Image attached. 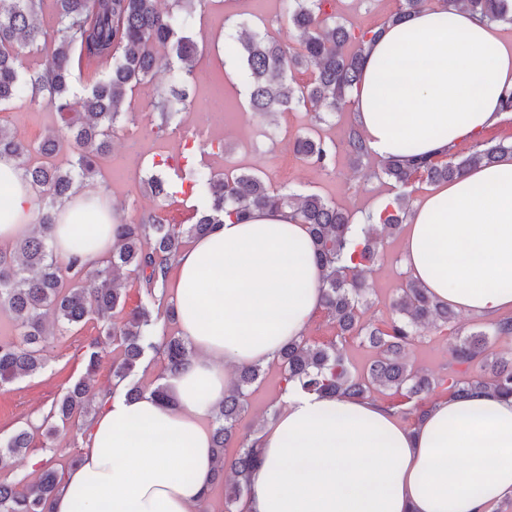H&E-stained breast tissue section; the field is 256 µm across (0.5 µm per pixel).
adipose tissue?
<instances>
[{
  "label": "adipose tissue",
  "instance_id": "obj_1",
  "mask_svg": "<svg viewBox=\"0 0 512 512\" xmlns=\"http://www.w3.org/2000/svg\"><path fill=\"white\" fill-rule=\"evenodd\" d=\"M351 94L371 155L424 156L472 145L501 120L512 95V39L454 7H426L386 27L364 52ZM0 242L33 222L17 160L0 158ZM80 191L58 209L52 243L66 257L76 237L95 266L112 227L71 222ZM408 276L455 310L496 318L512 309V156L467 170L416 201L401 240ZM178 330L193 347L167 375L169 401L100 393L77 465L46 512H197L213 485L210 421L235 368L275 361L322 307V276L305 225L289 210L225 221L176 256ZM258 434L248 512H490L512 497V397L491 388L429 403L415 427L379 400L324 398L296 386Z\"/></svg>",
  "mask_w": 512,
  "mask_h": 512
}]
</instances>
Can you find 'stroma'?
<instances>
[{"label": "stroma", "instance_id": "1", "mask_svg": "<svg viewBox=\"0 0 512 512\" xmlns=\"http://www.w3.org/2000/svg\"><path fill=\"white\" fill-rule=\"evenodd\" d=\"M398 6V0H336V20L345 25L365 27L381 23ZM283 0H198L196 22L191 30L198 53L196 68L203 79L191 84L185 112L179 113L163 132L153 128V104L160 88L158 79L149 78L137 85L131 94V106L137 112L134 122L121 123L113 138L114 145L135 146L146 162L192 154L194 165L207 173L220 174L228 168H246L265 176L274 189H287L298 194L317 193L331 199L353 219L375 210L395 190L376 178V157L355 160L346 152L336 156L333 170L323 171L303 160L291 146L293 139L308 133L310 118L305 109L279 113L265 119L251 112L246 102L244 76L225 67V52L236 42V25L249 22L272 33L278 40L295 44V34L281 19ZM219 80L224 87L228 121L224 129V152L211 154L202 141L187 142L185 128L193 122H205L206 114L198 107L209 90V79ZM0 124L8 126L26 140L40 139L57 127L58 116L43 104L22 99L0 111ZM149 175L145 166H128L121 155H108L99 162L93 188L104 193L111 205L128 219L157 208L146 184ZM161 208V207H158ZM173 224L188 223L190 203L177 196L174 203L161 208ZM401 234H388L383 239L381 259L366 272L369 308L364 318L383 323L391 317V303L408 275L401 266ZM98 334L95 321H88L78 330L54 336L44 353V368L0 387V440L20 427L32 426L33 443L27 454L0 462V480L34 479L29 469L32 458L43 456L58 469L68 468L86 445L89 422L79 421L54 438L43 436L39 425L55 400L66 388L85 375H92L95 385L111 386L113 356L101 360L95 372H87L85 355L88 345ZM410 364L438 378L449 373L477 374V367H458L448 355V334L430 330L406 349ZM283 371L278 364L265 367V378L249 391L240 429L244 432L262 430L272 423L281 408Z\"/></svg>", "mask_w": 512, "mask_h": 512}]
</instances>
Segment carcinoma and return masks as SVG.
Segmentation results:
<instances>
[{"instance_id": "1", "label": "carcinoma", "mask_w": 512, "mask_h": 512, "mask_svg": "<svg viewBox=\"0 0 512 512\" xmlns=\"http://www.w3.org/2000/svg\"><path fill=\"white\" fill-rule=\"evenodd\" d=\"M43 2L0 0V108L28 94L30 101L46 103L61 121L58 129L37 144L0 125V157L22 160L34 152L46 157L39 164H21L26 180L36 189L35 223L24 235L0 245V310L9 313L15 328L13 337L0 339V386L39 372L51 338L90 318L98 325V337L90 344L88 372L95 370L100 353L108 346L121 351L112 370L115 387L136 372L148 351L162 355L165 372L179 370L193 354L192 348L175 334L155 341L153 327L159 320L173 323L179 317L177 304L164 302V296L170 267L183 245L206 236L226 217L242 221L254 210L288 209L312 237L323 273V310L336 322L342 339H366L376 350V358L366 372L358 373L351 369L342 341L311 344L301 337L289 342L277 359L285 383L327 398L364 399L389 391L402 398L390 407H400L417 419L424 413V400L439 386L459 398L480 386L512 395V355L492 351L490 343L492 338L512 339V316H503L449 343L453 363L476 365L481 374L433 378L409 364L404 350L425 329L453 330V308L409 279L393 301L390 321L365 324L360 310L368 291L363 281L365 269L377 261L376 243L382 231L406 221V188L412 181L424 178L448 183L474 166L490 165L511 154L512 144H479L436 160L410 154L381 160L378 175L399 192L382 209L378 224L372 223L370 215L366 223L355 224L343 209L316 194L274 191L258 174L243 168L229 170L220 178L193 165L179 167L165 178L153 175L151 187L162 202L174 198L169 191L172 186L186 185L190 193L199 196L195 222L168 224L155 210L142 214L136 222L116 217L112 251L102 258L89 283V271L81 259L88 240L73 239L66 260L54 252L51 230L57 223V209L76 189L93 183L98 160L110 150L117 123L136 120L128 101L134 86L161 69L178 72V84L158 93L160 131L185 108L184 85L195 78L196 47L188 36L195 18L188 11L163 12L155 0H54L56 46L48 51L40 20ZM399 2L382 23L356 31L336 22V0H288L285 20L298 33L297 46L283 44L267 31L246 32L241 39L236 69L245 74L251 110L268 115L302 107L311 113L315 127L326 115L344 111L352 89L361 80L365 45L376 40L385 25L423 9L428 0ZM442 2L491 22L512 23V0ZM32 55L42 56L43 62L29 66ZM93 66L104 67L105 73L77 93L75 73ZM302 70L313 75L305 85L293 77ZM65 145L74 161L62 169L50 158ZM341 147L358 159L370 156L354 127L338 143L308 133L293 141L294 151L322 170L335 165ZM123 269L136 274L148 305L124 311L125 297L116 284V274ZM49 312L54 330L45 324ZM121 312L122 321L114 320ZM263 374L259 364L240 368L234 388L214 410L212 448L218 462L214 477L223 478L227 468L233 474L224 493L225 512H233L248 492L250 473L258 461L252 434L239 436L237 429L245 393ZM95 395L97 389L88 377L71 384L43 420L45 436L67 429L77 416H88ZM237 436L241 437V451L228 460L224 448ZM32 439L29 429H17L0 444V459L6 454H22ZM61 478L62 472L47 466L29 483L0 480V512H45Z\"/></svg>"}]
</instances>
